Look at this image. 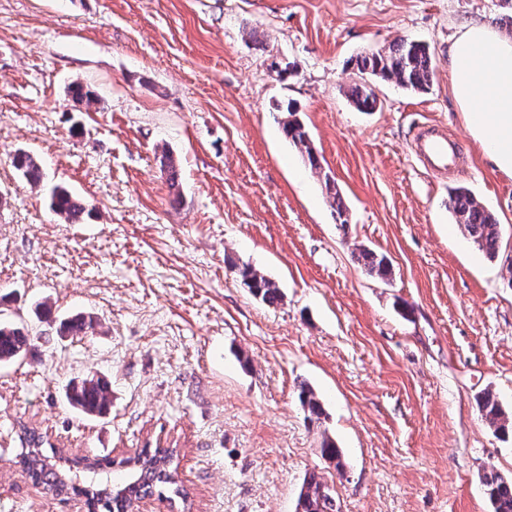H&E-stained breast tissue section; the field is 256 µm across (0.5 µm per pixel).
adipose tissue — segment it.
I'll list each match as a JSON object with an SVG mask.
<instances>
[{
  "label": "adipose tissue",
  "mask_w": 512,
  "mask_h": 512,
  "mask_svg": "<svg viewBox=\"0 0 512 512\" xmlns=\"http://www.w3.org/2000/svg\"><path fill=\"white\" fill-rule=\"evenodd\" d=\"M451 69L453 93L472 135L512 175V36L483 22L465 25Z\"/></svg>",
  "instance_id": "adipose-tissue-1"
}]
</instances>
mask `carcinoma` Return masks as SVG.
Returning a JSON list of instances; mask_svg holds the SVG:
<instances>
[{"mask_svg":"<svg viewBox=\"0 0 512 512\" xmlns=\"http://www.w3.org/2000/svg\"><path fill=\"white\" fill-rule=\"evenodd\" d=\"M359 71L368 72L382 80L392 81L405 89L425 91L430 87L434 69L429 47L422 43L400 40L389 50L357 61ZM72 99L88 105L98 102L95 94L80 83L70 87ZM355 105L362 111L371 112L377 106V97L365 85L351 88ZM288 116L282 121L283 130L293 145L306 156L310 168L322 179L336 222L345 225L346 210L334 179L323 171L315 153L312 140L304 124L294 117L295 111L286 108ZM12 164L28 184L38 187L44 179V171L38 158L27 151L18 152ZM49 207L66 224H84L90 216L88 205L68 187L57 184L49 196ZM448 211L463 232L490 258L498 254L500 224L466 190L456 188L448 194ZM361 260L367 272L384 279L390 272L387 259L363 248ZM242 285L264 303L273 305L281 300L278 285L258 269L243 264L238 267ZM95 329V320L84 313H76L60 322L59 335L80 336ZM29 334L25 327L0 319V364L11 363L27 351ZM68 405L78 413L89 417H102L112 408V385L96 375L72 380L66 391ZM299 398L309 418L319 419L324 408L315 390L306 383L299 385ZM480 412L485 421L496 430L505 433L512 430V416L502 408L496 396L488 392L480 401ZM18 438L22 442L18 464L26 476L57 496L82 493L87 498L91 512H132L134 503L147 493L187 504L188 493L182 488L175 463L173 448H145L140 455L126 462L127 481L120 486L109 484L111 472L92 461L70 459L52 446L35 427L19 424ZM321 456L335 463L337 471L345 468L341 449L329 438L323 440ZM493 512H512V479L494 475L485 479ZM296 512H340L336 494L315 473L308 474L298 497Z\"/></svg>","mask_w":512,"mask_h":512,"instance_id":"carcinoma-1","label":"carcinoma"}]
</instances>
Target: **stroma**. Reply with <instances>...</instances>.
<instances>
[{
	"instance_id": "35a3bbf8",
	"label": "stroma",
	"mask_w": 512,
	"mask_h": 512,
	"mask_svg": "<svg viewBox=\"0 0 512 512\" xmlns=\"http://www.w3.org/2000/svg\"><path fill=\"white\" fill-rule=\"evenodd\" d=\"M510 12L512 0H0V317L31 335L0 365V512L85 507L22 477L21 423L73 458L163 440L194 512H294L311 472L341 512H493L483 477L512 476V439L478 400L512 410V176L470 133L450 51L464 24ZM399 40L429 46L427 92L358 70ZM76 81L101 108L74 103ZM355 84L374 89L375 111L357 110ZM286 104L347 226L286 139ZM425 122L461 143L458 174L430 176L413 156ZM20 150L86 200L87 223L49 210L11 163ZM456 187L495 215L496 259L454 224ZM364 247L387 257V278L368 274ZM237 264L281 301L251 295ZM77 312L95 333L57 335ZM92 374L112 383L102 419L65 402ZM303 382L321 423L305 418ZM326 435L344 473L320 454ZM242 285L264 303L273 305L281 300L282 294L278 285L261 271L248 264L237 267ZM480 412L485 421L497 431L512 432V416H509L502 408L496 396L487 392L480 401Z\"/></svg>"
}]
</instances>
